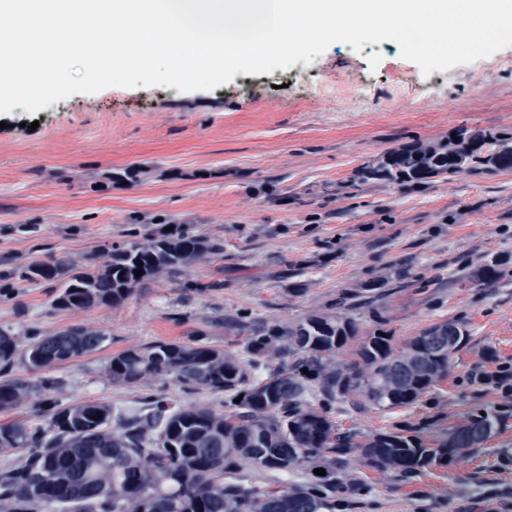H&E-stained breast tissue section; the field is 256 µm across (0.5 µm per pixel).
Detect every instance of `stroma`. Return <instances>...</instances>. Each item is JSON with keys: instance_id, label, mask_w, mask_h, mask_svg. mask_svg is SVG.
Masks as SVG:
<instances>
[{"instance_id": "1", "label": "stroma", "mask_w": 512, "mask_h": 512, "mask_svg": "<svg viewBox=\"0 0 512 512\" xmlns=\"http://www.w3.org/2000/svg\"><path fill=\"white\" fill-rule=\"evenodd\" d=\"M0 119V326L110 336L52 370L53 401L135 406L145 387L106 377L113 355L172 340L237 352L242 339L225 317L292 324L385 278L376 306L394 346L445 319L470 337L416 404L340 405L333 421L365 434L412 428L427 440L480 409L501 422L479 448L415 477L353 461L362 489L345 512H512V394L492 379L512 364V170L424 184L357 176L388 151L461 127L512 132V47L426 76L393 41L359 51L335 42L311 63L239 72L210 91L108 87ZM184 232L211 253L114 305L58 309L48 283L15 274L60 258L80 272L104 262L105 246ZM492 259L495 283L466 281Z\"/></svg>"}]
</instances>
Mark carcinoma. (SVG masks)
Instances as JSON below:
<instances>
[{
	"label": "carcinoma",
	"instance_id": "cac0c4a2",
	"mask_svg": "<svg viewBox=\"0 0 512 512\" xmlns=\"http://www.w3.org/2000/svg\"><path fill=\"white\" fill-rule=\"evenodd\" d=\"M512 169V132L462 127L456 139L416 141L358 170L363 181L422 184L431 178L475 170ZM210 251L195 235L132 240L113 245L107 261L86 272L69 264H37L15 271L22 281L53 283L55 306L87 309L117 304L147 280L198 262ZM142 265H137V262ZM143 270L139 277L134 271ZM498 261L472 269L468 281L488 286ZM387 285L374 279L353 291L354 307L382 323L370 292ZM312 314L283 325L248 313L224 318V329L244 337L240 354L199 344L159 341L110 358L114 383L149 385L139 405L114 410L85 400L49 403L38 423H0V512H336V502L361 489L349 468L354 456L381 473L412 477L481 446L499 426L493 411L476 412L436 440L394 427L363 434L341 431L330 417L336 402L355 409L393 410L416 403L451 368L453 354L433 332L458 331L455 349L469 338L465 324L435 322L396 350L381 329L361 333L358 318L343 310ZM24 360L50 370L102 350L107 334L83 327L27 333ZM356 344L349 364L336 351ZM20 333L0 327V370L10 369ZM308 369V373L301 369ZM178 384L187 398L150 388ZM60 387L51 376L0 382V411ZM224 394V409L188 399L199 392ZM240 402H235L237 397ZM22 451L25 461L7 460ZM317 468L326 475L314 474Z\"/></svg>",
	"mask_w": 512,
	"mask_h": 512
}]
</instances>
